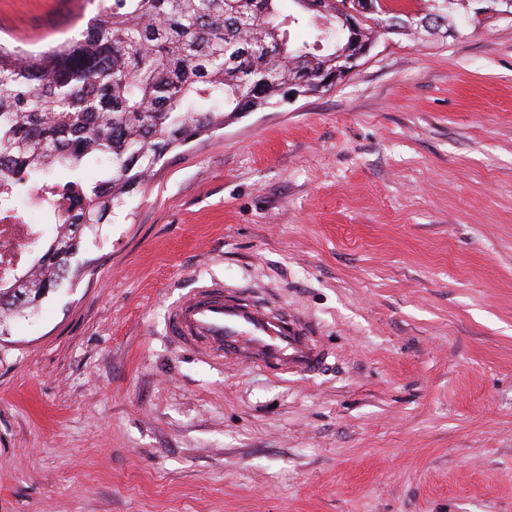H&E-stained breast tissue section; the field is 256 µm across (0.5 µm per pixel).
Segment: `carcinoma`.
<instances>
[{
	"label": "carcinoma",
	"mask_w": 512,
	"mask_h": 512,
	"mask_svg": "<svg viewBox=\"0 0 512 512\" xmlns=\"http://www.w3.org/2000/svg\"><path fill=\"white\" fill-rule=\"evenodd\" d=\"M282 0H99L78 36L22 56L0 46V213L8 185L45 183L58 230L46 251L9 281L0 280V335L10 314L34 310L72 271L84 238L112 223L124 196L144 185L172 149L224 127L236 113L278 102L292 83L306 95L336 71V49L350 38L373 43L380 20L356 27L342 16L354 0H292L316 31L290 45ZM418 20L454 22L457 0H425ZM397 22L407 12L378 5ZM90 161L103 178L88 184Z\"/></svg>",
	"instance_id": "obj_1"
}]
</instances>
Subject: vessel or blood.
Returning a JSON list of instances; mask_svg holds the SVG:
<instances>
[{
	"label": "vessel or blood",
	"instance_id": "b4317fda",
	"mask_svg": "<svg viewBox=\"0 0 512 512\" xmlns=\"http://www.w3.org/2000/svg\"><path fill=\"white\" fill-rule=\"evenodd\" d=\"M169 334L180 345L221 362L243 361L291 375H315L332 351L313 327L296 316H269L255 303L224 297L214 282L196 287L169 314Z\"/></svg>",
	"mask_w": 512,
	"mask_h": 512
}]
</instances>
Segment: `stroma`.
I'll list each match as a JSON object with an SVG mask.
<instances>
[{
  "label": "stroma",
  "mask_w": 512,
  "mask_h": 512,
  "mask_svg": "<svg viewBox=\"0 0 512 512\" xmlns=\"http://www.w3.org/2000/svg\"><path fill=\"white\" fill-rule=\"evenodd\" d=\"M95 0H0L44 50ZM0 336V512H512V17L378 35L127 196ZM308 321L312 376L167 333L198 282Z\"/></svg>",
  "instance_id": "1"
}]
</instances>
